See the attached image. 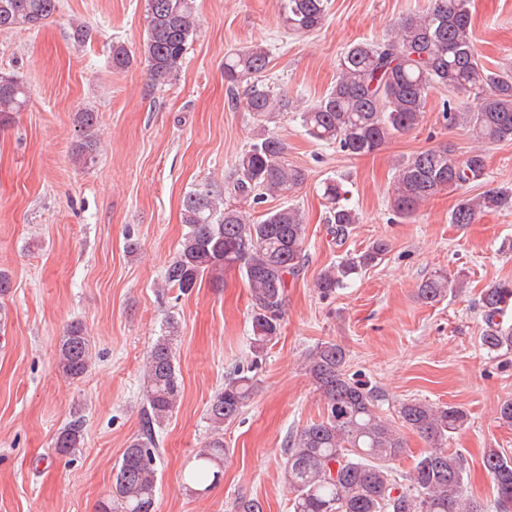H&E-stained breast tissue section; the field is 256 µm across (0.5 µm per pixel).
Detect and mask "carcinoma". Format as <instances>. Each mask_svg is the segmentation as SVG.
Returning a JSON list of instances; mask_svg holds the SVG:
<instances>
[{"instance_id": "carcinoma-1", "label": "carcinoma", "mask_w": 512, "mask_h": 512, "mask_svg": "<svg viewBox=\"0 0 512 512\" xmlns=\"http://www.w3.org/2000/svg\"><path fill=\"white\" fill-rule=\"evenodd\" d=\"M60 2L0 0V31L16 27L37 31L59 11ZM145 2L146 38L141 54L152 84L163 86L182 68L196 34L195 0ZM279 10L289 31L310 34L325 25L327 0H279ZM133 60L123 43H112V69L125 70ZM269 65L270 52L261 44L225 55V79L233 86L246 84L244 108L261 126L249 147L235 158L223 188L204 180L184 197L181 215L187 231L162 275L165 286L188 294L204 279L218 285L224 270L238 269L250 290V347L256 357L280 335L288 278L299 276L307 261L299 209L283 206L252 220L241 207L224 203L226 193L246 204L260 203L267 196L284 197L307 178L304 168L288 161L283 140L262 125L289 104L286 96L279 97L262 84ZM431 88L474 102L473 107L463 108L448 98L441 116L450 129L466 127L478 146L463 158L446 144L427 148L396 168L389 203L399 217L407 219L436 194L485 179V148L512 141V70L491 71L479 62L470 0H430L426 10L402 16L385 38L350 44L339 59L334 85L316 103L298 110L297 118L310 138L356 158L419 127ZM28 102L23 82L1 73L0 126L9 125ZM75 122L79 139L72 157L86 165L98 153L97 113L85 108L75 113ZM345 194L340 182H324L326 221L339 242L359 223L357 210L341 203ZM511 207L512 190L487 191L459 199L449 221L473 224L485 211ZM388 252L389 244L379 238L363 251L344 256L320 273L317 291L327 297L351 287L362 271L379 265ZM461 284L462 278L438 269L419 283L416 297L424 304L439 303L459 291ZM480 307L485 318L483 348L491 355L512 352V328L496 321L512 307V280L483 290ZM175 345V326L169 320L167 331L147 356L140 432L115 464L112 491L99 502L98 512H156V429L172 417L182 392ZM92 360L84 325L69 323L59 343V372L68 379L80 378ZM345 366V349L334 340L318 343L305 355L304 369L323 399V411L285 439L283 477L292 495L291 512H486L483 505L465 497L464 458L446 448L451 435L468 423L467 412L454 404L406 400L396 409L398 428L382 416V392L350 378ZM251 372L252 368L243 366L231 370L224 388L207 405L211 436L183 473L195 492L208 491L221 476L228 454L224 424L240 417L253 394L257 379ZM402 427L428 443L407 473L391 466L405 451ZM83 433L84 419L75 414L55 438L56 454L73 455L81 447ZM482 462L494 482V512H512V458L497 448H486Z\"/></svg>"}]
</instances>
